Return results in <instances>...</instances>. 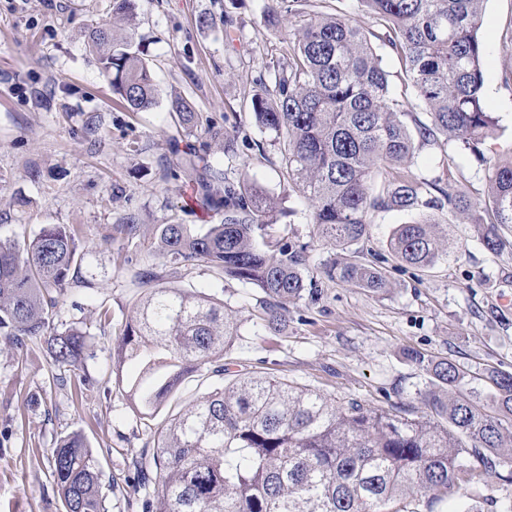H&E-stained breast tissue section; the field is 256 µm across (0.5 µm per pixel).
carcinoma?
Wrapping results in <instances>:
<instances>
[{
    "label": "carcinoma",
    "mask_w": 512,
    "mask_h": 512,
    "mask_svg": "<svg viewBox=\"0 0 512 512\" xmlns=\"http://www.w3.org/2000/svg\"><path fill=\"white\" fill-rule=\"evenodd\" d=\"M485 0H358L382 27L371 33L349 19L314 14L295 29L288 52L272 64L273 87L254 95L256 123L284 146L293 191L311 205L315 234L350 258H329L319 272L380 293L385 273L353 249L370 235V217L391 209L416 211L387 240L396 259L422 270L442 257L432 211L448 210L477 229L494 254L512 249L501 229L512 225V152L491 160L487 191L474 200L448 157L446 177L411 171L424 145L494 138L485 103L484 44L479 37ZM135 0H112V18L133 15ZM400 56L404 78L426 120L408 112L389 89L388 72L370 37ZM89 50L119 103L142 112L156 103L157 85L135 32L115 33L107 19L89 34ZM187 130L198 115L175 100ZM224 155L236 154L234 130L208 131ZM206 205L220 215L195 232L186 224H159L155 253L183 267L206 263L244 286L260 289L262 326L281 330V311L317 292L307 247L280 243L276 202L243 169L198 168L177 162ZM115 229L132 241L141 234L135 214ZM77 259L75 233L47 224L23 244L0 241V334L20 344L42 339L56 362L78 364L88 349L85 332L52 327L45 294L69 284ZM142 306L126 324L118 362L135 361L127 384L133 408L152 417L181 381L224 358L242 337L241 323L225 318V304L155 283L142 272ZM406 359L428 376L419 391L429 413L414 416L351 402L337 407L321 394L269 378L240 376L206 393L160 431L145 512H434L452 503L462 484L486 485L499 466H512V373L488 370L479 387L462 389L470 373L417 351ZM509 449L508 454L501 450ZM64 512H107L102 474L78 433L51 452Z\"/></svg>",
    "instance_id": "cac0c4a2"
}]
</instances>
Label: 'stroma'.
<instances>
[{"label":"stroma","instance_id":"stroma-1","mask_svg":"<svg viewBox=\"0 0 512 512\" xmlns=\"http://www.w3.org/2000/svg\"><path fill=\"white\" fill-rule=\"evenodd\" d=\"M111 2L0 0V240L33 239L47 224L74 230L78 259L51 321L57 331L76 327L91 338L84 361L62 367L42 343L19 346L0 335V512H63L50 451L71 433L85 438L98 462L109 512H143L135 459L151 452L171 415L220 385L217 376L189 377L151 419L140 418L119 389V338L144 294L140 274L148 266L160 284L216 296L237 311L245 330L224 356L231 371L283 379L338 406L358 401L424 413L418 391L425 376L405 359L408 350L474 373L512 372V251L491 254L472 225L449 223L444 210L435 218L448 227L447 255L433 269L398 262L386 247L393 228L413 214H375L363 247L368 261L382 266L388 291L320 278L317 295L284 312L277 336L257 323V290L207 264L184 268L155 256L156 225L209 221L190 208L194 187L170 153L171 141L184 150L205 140L200 131H177L171 103L181 98L202 128L237 131L232 163L247 167L274 197L279 237L307 244L311 265L329 257L289 186L279 144L256 124L251 107L297 18L268 23L270 0H137L133 24L160 96L152 109L130 112L114 100L86 43L91 25L110 17ZM204 14L219 25L200 27ZM479 35L485 99L497 122L490 145L503 153L512 148V0H486ZM451 155L470 196L481 198L485 165L460 147L425 146L412 171L441 176ZM128 212L141 222L132 241L115 231ZM459 494L481 498L484 512H502L512 501V468Z\"/></svg>","mask_w":512,"mask_h":512}]
</instances>
